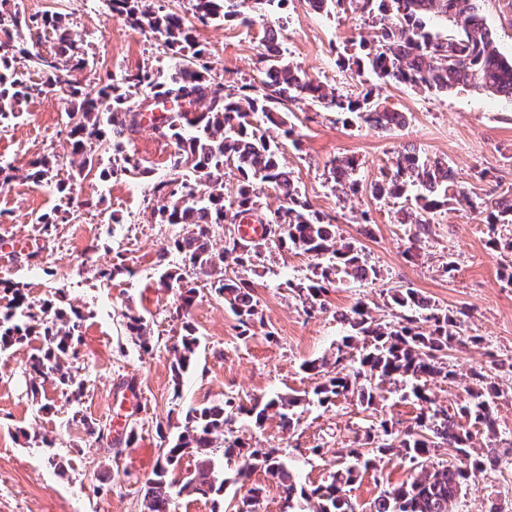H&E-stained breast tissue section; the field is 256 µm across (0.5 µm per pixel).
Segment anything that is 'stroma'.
Masks as SVG:
<instances>
[{
    "label": "stroma",
    "mask_w": 512,
    "mask_h": 512,
    "mask_svg": "<svg viewBox=\"0 0 512 512\" xmlns=\"http://www.w3.org/2000/svg\"><path fill=\"white\" fill-rule=\"evenodd\" d=\"M25 15H59L78 46L87 53L88 79L137 70L149 64L161 72L174 60L149 31L130 27L113 14L107 0H16ZM251 27L233 22L195 24L193 33L206 48L216 77L227 84L259 83L255 62L266 25L279 29L283 57L326 85L360 94L374 89L372 101L407 115L405 127L382 132L359 118L323 110L308 100L288 105V120L300 134V145L279 136L282 161L301 195L314 210L329 217L339 237L358 242L375 265L372 282L347 281L330 289L328 309L310 313L287 281L311 276L310 255L275 246L263 249L252 265L226 266L225 278L246 280L254 287L261 321L252 335H241L223 297L203 276L189 275L196 288L187 316L175 317L177 296L159 287L165 270L184 272L181 255L171 250L178 226L156 223L152 212L162 203L144 178L131 175L100 178L98 170L74 177L71 146L62 121L63 105L51 93L36 94L22 107L15 123L0 129V158L17 169L0 188V282L15 284L35 304L75 308L81 319L75 354L68 365L83 385L80 400L63 393L53 379L31 393L26 369L29 355L42 338L31 335L0 352V512H142L143 489L168 439L181 431L190 409L222 403L233 396L242 403L275 394L313 391L322 381L302 368L304 361L334 352L346 329L336 313L366 302L380 321L394 320L390 291L413 288L451 313H464L465 335L476 345L453 351L449 361L456 382L437 378L428 390L437 405L452 407L460 383L472 370L485 368L503 391L512 390V288L500 273L512 254L491 250L488 214L459 206L438 213L416 248L405 250L413 230L397 221L392 201L373 197L371 188L396 151L412 144L425 157L444 158L457 180L487 199L512 188V105L471 89L445 95L404 85L382 84L371 75L353 79L337 65L339 56L360 54V41H372L371 18L360 10L326 14L308 0H288L279 15L254 12ZM142 167L162 174L174 145L142 126L129 146ZM352 156L359 162L358 192L337 191L329 178L330 162ZM45 158L54 184L27 179L28 162ZM486 179H479V172ZM64 184L57 192L56 184ZM66 213L65 223L44 229L38 218ZM370 215L371 234L362 231ZM123 254L127 268L111 277ZM454 272H447V262ZM140 315L151 336L142 350L127 328V311ZM199 339L194 367L175 384L174 344L186 329ZM133 427V443H95L88 427H110L116 415ZM295 427L285 431L277 419L263 426L238 416L225 436L254 448L277 449L292 464L305 487L329 481L340 452L361 438L371 418L352 398L321 405L304 403L294 410ZM416 465L402 456H384L364 471L348 493L355 512H370L382 491L410 481ZM512 512V462L474 472L455 512Z\"/></svg>",
    "instance_id": "obj_1"
}]
</instances>
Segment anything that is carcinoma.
Returning a JSON list of instances; mask_svg holds the SVG:
<instances>
[{
	"instance_id": "obj_1",
	"label": "carcinoma",
	"mask_w": 512,
	"mask_h": 512,
	"mask_svg": "<svg viewBox=\"0 0 512 512\" xmlns=\"http://www.w3.org/2000/svg\"><path fill=\"white\" fill-rule=\"evenodd\" d=\"M10 0H0V124L18 118L21 107L34 92L25 73L15 67L17 56L29 58L42 75L39 91L60 92L67 101L65 123L71 144L70 166L76 176L94 165L92 145L112 143L113 162L109 174L118 176L139 168L134 156L126 153L132 135L141 127L145 102L162 98L183 101L154 124L155 131L175 145L170 158V179L150 182V191L166 200L154 213L159 224L184 226L185 232L171 243L183 255L196 275L213 278L215 291L224 297L242 327L251 332L257 315L254 288L245 280L224 278V264L245 267L260 255L262 244L248 243L229 234L218 252L212 248V228L236 223L239 216L256 210L260 195L274 189L282 205L267 221L264 241L280 248L302 251L312 257L327 258L315 265L314 277L299 283L287 282L311 311L324 309L323 297L336 285L377 279L355 241L337 238L336 225L312 209L295 186L280 159L279 146L270 142L264 126L288 125V103L308 99L332 112L354 114L381 131L406 125L407 117L386 107L372 105L369 96L354 98L334 88H326L300 68L285 60L280 52L262 53L257 63L260 85L253 83L229 87L213 75V66L193 29L176 12L154 9L150 0H108L110 9L130 26L149 29L163 41L176 59L174 70L166 75L144 66L119 79L99 80L95 86L78 79L74 72L84 70L88 59L76 51L69 29L55 15L26 17L8 8ZM194 16L203 25L235 21L248 27L253 18L244 10L247 0H192ZM480 0H356L375 13L378 26L377 47L363 56L342 57L343 66L360 77L367 72L386 83L403 84L427 93L446 94L470 88L496 95L512 105V57L504 56L488 29L479 7ZM51 30L52 44L28 41L24 32ZM237 172L231 201L224 198V166ZM358 161L337 157L330 173L336 189L346 194L358 190L355 179ZM187 171L194 182L178 175ZM448 161L428 159L415 147L397 152L388 172L372 185L379 200L404 202L397 214L399 223L426 230L430 217L449 205L483 208L488 211L494 250L512 253V235L504 238L497 225L512 224V199L495 202L457 186L448 178ZM47 160L29 163L27 177L37 183L52 181ZM162 284L178 294L177 311L187 313L197 290L179 272L162 276ZM391 300L400 320L379 322L367 304L360 301L340 313L339 322L349 334L336 346L334 364L340 367L313 390L318 403L331 404L351 396L363 410L376 411L378 390L383 384L410 387L419 406L413 422L397 428L380 418L364 431L362 442L348 449L353 463L337 469L325 486L305 490L288 463L274 448H248L240 439L224 441V457L242 459L231 479L217 466L213 440L224 435L234 416L245 412L257 426L269 418L279 419L280 427L294 426L293 408L307 401L297 394L256 399L246 407L234 397L212 407L194 409L187 425L162 453L153 477L146 482L144 512H172L174 495L221 497L231 482L246 483L261 469L281 489V512H354L347 488L376 460L396 453L421 465L410 483L383 492L372 512H453L470 474L495 465L512 454L505 448H488L477 454L472 440L481 434L496 438L497 406L502 393L483 370H474L470 382L461 388L452 409L435 404L427 393V382L442 376L450 381L456 374L448 364V350L467 343H478L477 336L463 335V321L431 304L411 288H395ZM44 320L34 312V304L17 291L5 310H0V350L8 349L35 332ZM128 327L140 346L147 349L150 336L143 319L129 316ZM76 324L62 311H55L51 325L44 326V347L27 361L35 379L53 378L58 385L79 398L82 384L65 368L75 351ZM197 340L191 329L181 337L175 351V376H181L193 361ZM455 449V460L447 465L424 466L440 448ZM194 457V469L184 480L175 471L184 455ZM262 488L251 486L236 504V512H255Z\"/></svg>"
}]
</instances>
